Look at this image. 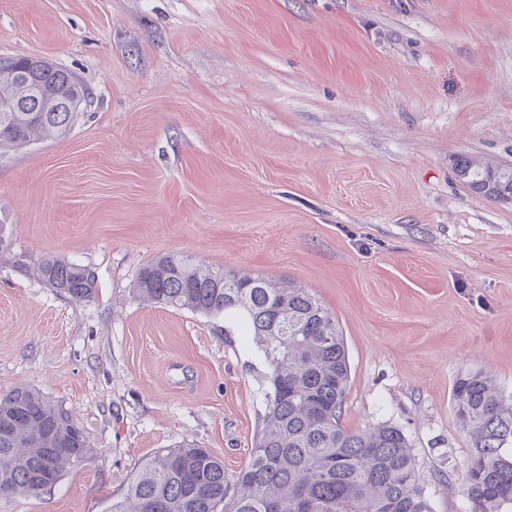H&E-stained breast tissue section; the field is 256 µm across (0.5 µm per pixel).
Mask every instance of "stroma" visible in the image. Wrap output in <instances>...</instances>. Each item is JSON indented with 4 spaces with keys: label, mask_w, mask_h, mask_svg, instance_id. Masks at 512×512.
<instances>
[{
    "label": "stroma",
    "mask_w": 512,
    "mask_h": 512,
    "mask_svg": "<svg viewBox=\"0 0 512 512\" xmlns=\"http://www.w3.org/2000/svg\"><path fill=\"white\" fill-rule=\"evenodd\" d=\"M91 98L70 131L0 152V395L69 408L89 461L0 512H109L155 453L246 465L265 367L234 317L142 301L164 254L307 288L343 332L341 424L407 435L433 512H471L457 377L512 395V0H0V57ZM91 267L73 304L19 272ZM456 175L475 193L494 200H512V169H489L475 159L459 158Z\"/></svg>",
    "instance_id": "1"
}]
</instances>
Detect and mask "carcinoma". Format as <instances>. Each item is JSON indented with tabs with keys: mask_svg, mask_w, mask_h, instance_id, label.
I'll return each instance as SVG.
<instances>
[{
	"mask_svg": "<svg viewBox=\"0 0 512 512\" xmlns=\"http://www.w3.org/2000/svg\"><path fill=\"white\" fill-rule=\"evenodd\" d=\"M30 70L48 95L38 112H0L1 150L70 130L74 113L64 105L90 96L62 66ZM29 94L24 81L0 80V102ZM455 169L472 191L512 200V169H489L471 157L457 159ZM37 275L75 304L97 286L94 271L53 253L41 256ZM134 291L205 317L241 319L266 366L264 413L235 481L208 449L184 443L146 462L111 512H433L402 429L341 426L350 375L346 344L335 316L307 289L169 254L139 270ZM452 400L472 442L467 493L473 512H509L512 396L475 372L456 379ZM90 448L70 410L41 391L18 387L0 396V498L40 494L86 461Z\"/></svg>",
	"mask_w": 512,
	"mask_h": 512,
	"instance_id": "1",
	"label": "carcinoma"
}]
</instances>
